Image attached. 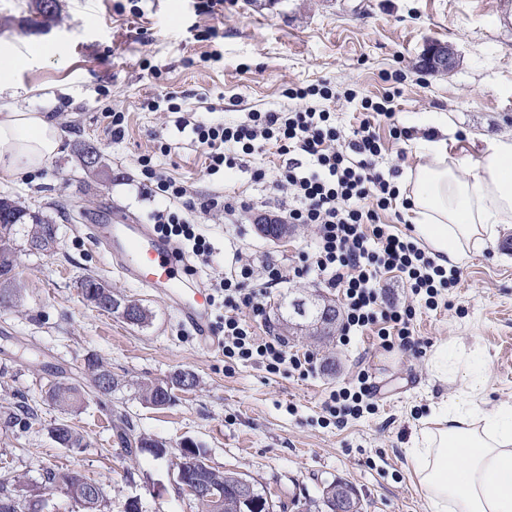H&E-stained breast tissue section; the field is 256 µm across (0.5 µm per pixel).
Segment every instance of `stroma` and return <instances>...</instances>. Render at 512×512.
<instances>
[{
    "label": "stroma",
    "instance_id": "stroma-1",
    "mask_svg": "<svg viewBox=\"0 0 512 512\" xmlns=\"http://www.w3.org/2000/svg\"><path fill=\"white\" fill-rule=\"evenodd\" d=\"M35 9L36 0H0V54L15 59L0 113H50L65 137L58 154L31 174L0 169V196L43 211L57 228L48 252L30 251L24 234L14 240L22 290L19 301L0 306V480L21 496L58 466L102 482L104 512H124L131 500L140 512H198L178 492L168 462L190 441L211 466L247 476L284 512H296L298 496L319 504L323 486L334 480L353 486L364 512H429L406 450L461 384L434 382L428 359L447 341L484 355L489 380L476 404L512 405V252L495 243L470 255L442 305H418L419 355L383 349L369 332L347 346L335 338L286 337L290 352L317 361L316 373L302 379L228 363L222 351L200 348L160 296L111 270L76 218L109 206L149 222L164 202L142 187L137 159L148 154L191 190L250 203L238 224L225 223L217 210L195 213L214 247L210 263L198 267L202 286L238 248L261 261L299 265L312 242L309 229L289 225L287 241L278 244L254 222L289 205L272 187L284 162L275 146L253 155L246 168L207 175L190 134L178 132L175 114L152 109L153 97L177 93L186 116L229 124L254 109L287 108L288 86L326 81L336 90L332 122L342 133L357 125L363 99L394 112V122L376 127L382 167L416 166L418 139L441 122L449 154L473 161L484 139L512 135V0H222L212 7L206 0H58L54 19L39 28L30 24ZM436 42L454 52L448 70L423 64ZM34 43L48 44L49 53H30ZM116 112L126 117L118 142L109 132ZM395 123L407 137L392 136ZM157 133L171 143L170 153L159 151ZM80 142L97 149L98 169L83 168ZM256 167L266 180H253ZM89 276L140 301L152 313L149 324L134 326L88 305L79 283ZM297 296L342 300L316 276L288 279L273 289L263 316L252 319L258 336L281 334L276 305ZM92 354L119 386L75 410L48 401L49 383L78 377ZM183 370L197 385L172 405L140 399L138 384ZM361 372L378 388L376 408L340 426L328 422L322 404L329 392ZM22 403L38 414L26 427L12 419ZM116 412L164 443L165 457L123 456L108 426ZM62 421L82 433V447L53 442L50 429Z\"/></svg>",
    "mask_w": 512,
    "mask_h": 512
}]
</instances>
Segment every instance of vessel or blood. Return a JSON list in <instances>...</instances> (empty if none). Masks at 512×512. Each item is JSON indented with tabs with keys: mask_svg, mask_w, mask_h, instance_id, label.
<instances>
[{
	"mask_svg": "<svg viewBox=\"0 0 512 512\" xmlns=\"http://www.w3.org/2000/svg\"><path fill=\"white\" fill-rule=\"evenodd\" d=\"M83 231L124 278L161 295L185 325L198 337H206L213 310L209 293L198 284L186 259L153 225L134 223L115 210L84 225Z\"/></svg>",
	"mask_w": 512,
	"mask_h": 512,
	"instance_id": "obj_1",
	"label": "vessel or blood"
}]
</instances>
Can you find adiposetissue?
I'll return each instance as SVG.
<instances>
[{
  "label": "adipose tissue",
  "instance_id": "1",
  "mask_svg": "<svg viewBox=\"0 0 512 512\" xmlns=\"http://www.w3.org/2000/svg\"><path fill=\"white\" fill-rule=\"evenodd\" d=\"M62 132L39 112L0 113V168L35 171L57 152ZM429 155L405 177L417 239L446 267L464 262L512 225V136L487 139L480 157H449L444 141L422 139ZM432 376L464 391L428 418L407 460L431 512H512V406L479 410L472 398L487 372L482 357L440 344Z\"/></svg>",
  "mask_w": 512,
  "mask_h": 512
}]
</instances>
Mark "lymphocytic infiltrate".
<instances>
[{
    "mask_svg": "<svg viewBox=\"0 0 512 512\" xmlns=\"http://www.w3.org/2000/svg\"><path fill=\"white\" fill-rule=\"evenodd\" d=\"M288 97L300 100L301 108L255 110L235 124L200 119L191 126L193 142L212 175L243 167L248 156L268 144L277 146L280 154L291 155L274 187L291 200L285 222L311 227L314 233L304 265L289 272L278 263H259L242 250L234 251L223 278L213 283L211 295L213 304L224 310L219 330L224 335L225 359L259 362L272 373L285 368L309 375L312 356L291 353L279 339H258L247 318L264 314L269 289L288 277L301 279L312 273L323 276L327 286L342 296V344L368 330L383 348L418 351L413 326L417 303L437 308L441 291L453 286L459 272L436 264L411 235L396 233L380 220L381 212L400 195L397 170L385 172L376 166L381 145L373 126L391 119V112L381 103L364 100V117L345 140L331 123L330 104L336 93L329 84L293 88ZM139 164L148 192L169 202L152 214L156 231L175 240L183 252L207 261L212 245L192 222L191 213L220 208L225 219L233 221L247 209V202L194 193L158 169L150 155H141ZM390 277L406 291L404 302L386 298ZM372 397L368 378L361 373L354 385L331 391L324 407L341 423L363 413Z\"/></svg>",
    "mask_w": 512,
    "mask_h": 512,
    "instance_id": "1",
    "label": "lymphocytic infiltrate"
}]
</instances>
